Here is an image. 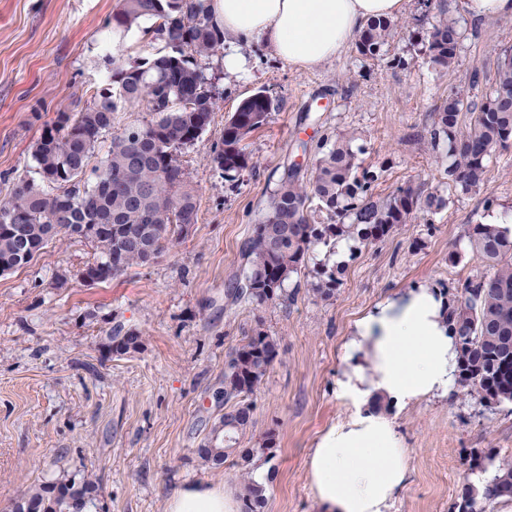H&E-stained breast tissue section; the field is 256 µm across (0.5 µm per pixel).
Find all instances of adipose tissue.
<instances>
[{"mask_svg":"<svg viewBox=\"0 0 512 512\" xmlns=\"http://www.w3.org/2000/svg\"><path fill=\"white\" fill-rule=\"evenodd\" d=\"M404 0H212L229 42L263 38L273 53L312 68L335 58L372 17H395ZM443 291L421 283L394 292L356 320L342 346L336 394L348 420L322 434L307 459L321 512H391L409 479L407 452L388 417L427 398H450L459 349ZM235 497L192 485L167 512H237Z\"/></svg>","mask_w":512,"mask_h":512,"instance_id":"1","label":"adipose tissue"}]
</instances>
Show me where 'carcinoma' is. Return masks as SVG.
<instances>
[{
  "mask_svg": "<svg viewBox=\"0 0 512 512\" xmlns=\"http://www.w3.org/2000/svg\"><path fill=\"white\" fill-rule=\"evenodd\" d=\"M142 19L143 34L164 49L147 56H106L110 74L91 101L78 111H58L32 146L35 176L16 179L0 202V274L21 269L50 243L61 238L84 241L96 250L87 265L90 285L109 282L157 260L166 248L184 240L198 223L200 196L188 177L185 150L210 125L216 109L212 78L203 58L224 55V32L214 21L211 0H120L107 27L124 36ZM397 23L378 17L359 32L355 51L364 59L381 56ZM463 33L442 19L426 31L425 61L445 70L457 59ZM145 104L152 119L112 136L101 165L91 158L112 129L119 104ZM274 110L259 91L241 102L224 123L210 163L228 180L254 167L246 141ZM432 150L446 151L441 179L448 197L422 196L411 183L384 198L375 197L385 167H363L362 148L353 138L336 136L317 146L319 157L309 171L297 163L283 166L265 214L241 247V274L228 289V306H262L288 297L285 285L306 275L311 253L320 244L336 247L341 239L361 244L382 242L417 218L434 217L461 193L484 187L490 158L512 147V49L500 52L497 70L480 107L463 97H448L436 109L430 131ZM121 230L93 239L85 230L101 221ZM137 238L140 245L130 243ZM470 247L488 272L458 283L453 317L458 333V384L479 402L512 403V238L490 224H471ZM345 265H321L311 291L330 299L342 285ZM113 349L138 348L141 336L117 326ZM279 351L277 339L257 327L224 359V415L215 422L199 456L213 466L226 462L239 469L242 512H265L268 489L255 484V459L276 457L267 433L257 448L237 447L254 425L250 396L262 384ZM91 481H47L14 503V512H85L92 503ZM512 497V459L499 461L492 479L468 489L464 512H485L484 504Z\"/></svg>",
  "mask_w": 512,
  "mask_h": 512,
  "instance_id": "1",
  "label": "carcinoma"
}]
</instances>
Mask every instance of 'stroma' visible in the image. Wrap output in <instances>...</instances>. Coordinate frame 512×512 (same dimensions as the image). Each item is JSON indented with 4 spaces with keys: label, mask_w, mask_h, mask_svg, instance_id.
Masks as SVG:
<instances>
[{
    "label": "stroma",
    "mask_w": 512,
    "mask_h": 512,
    "mask_svg": "<svg viewBox=\"0 0 512 512\" xmlns=\"http://www.w3.org/2000/svg\"><path fill=\"white\" fill-rule=\"evenodd\" d=\"M117 6L0 0V199L13 179L32 174L31 145L56 111L86 106L103 84L105 53L153 52L141 38L132 46L107 42ZM441 18L457 20L464 32L457 62L444 71L425 63L416 42ZM397 21L375 59L349 46L302 69L254 38L239 45L246 73L207 60L219 108L186 155L199 221L156 262L90 286L80 273L94 260L92 245L63 239L0 275V512L61 476L96 483L92 512H166L171 495L192 484L235 490L236 469L205 465L198 450L224 412V358L257 327L277 338L279 354L252 396L255 424L239 445L258 447L275 430L267 512H318L306 458L352 412L335 389L350 326L395 291L425 282L449 288L483 272L467 229L502 218L501 210H484V193L457 198L434 223L402 226L355 255L318 248L315 260L345 264L332 299L302 289L285 301L225 308L240 247L284 163L311 168L322 141L351 135L365 149L364 165L385 166L376 196L408 182L442 193L448 158L428 144L434 110L455 94L482 102L498 52L512 48V17L474 22L460 0H405ZM260 90L275 109L248 140L254 167L226 180L210 151L228 116ZM118 325L139 333L137 351L109 352L107 337ZM393 422L411 470L393 512H458L466 487L491 476L477 458L512 454V403L427 399L396 412Z\"/></svg>",
    "instance_id": "35a3bbf8"
}]
</instances>
